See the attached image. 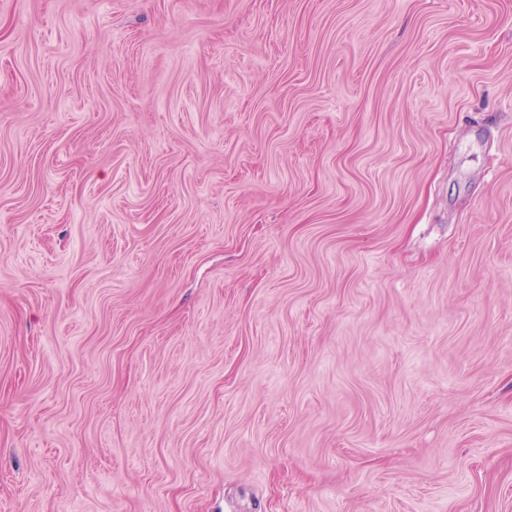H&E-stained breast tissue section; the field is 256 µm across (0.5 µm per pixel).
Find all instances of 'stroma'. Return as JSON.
Instances as JSON below:
<instances>
[{
	"mask_svg": "<svg viewBox=\"0 0 512 512\" xmlns=\"http://www.w3.org/2000/svg\"><path fill=\"white\" fill-rule=\"evenodd\" d=\"M0 512H512V0H0Z\"/></svg>",
	"mask_w": 512,
	"mask_h": 512,
	"instance_id": "1",
	"label": "stroma"
}]
</instances>
